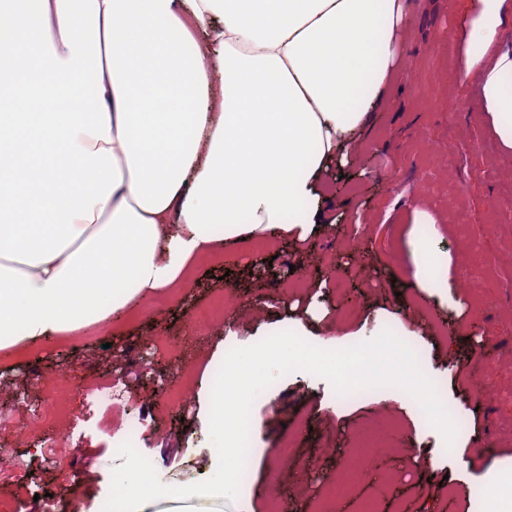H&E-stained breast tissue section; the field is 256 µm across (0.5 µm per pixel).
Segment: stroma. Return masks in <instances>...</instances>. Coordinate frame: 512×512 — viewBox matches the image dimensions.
Segmentation results:
<instances>
[{
    "instance_id": "obj_1",
    "label": "stroma",
    "mask_w": 512,
    "mask_h": 512,
    "mask_svg": "<svg viewBox=\"0 0 512 512\" xmlns=\"http://www.w3.org/2000/svg\"><path fill=\"white\" fill-rule=\"evenodd\" d=\"M471 0H410L397 76L375 109L364 140L347 163L331 164L320 186L331 223L308 240L281 239L262 251L231 247L199 262L180 299L159 295L142 311L107 324L95 338L45 343L31 355L0 359V448L15 460L0 497L19 512H99L113 470L122 465L111 424L82 393L64 401L67 451L47 463V431L28 445L13 433L43 403L38 379L79 364L89 377L126 374L125 410L143 422L141 452L167 486L205 481L217 457L202 388L204 368L228 348L254 344L304 322V338L326 349L371 339L384 328L416 340L423 371L436 383L453 420L463 421L452 448L404 391L381 387L339 402L330 383L306 372L279 377L253 404L251 479L236 500L166 498L138 512H271L278 488L291 512H512V486L489 481L512 468V151H505L481 108L475 78L456 82L463 66ZM454 45L442 55L443 43ZM434 142L435 151L423 146ZM432 223L418 224L416 212ZM443 258L431 288L417 287L413 245ZM251 300L222 330L187 325L211 296ZM173 336L175 353L132 362L144 338ZM496 364L497 399L475 383L485 373L473 352ZM189 382L192 402L165 413L156 401ZM292 439L298 463L277 475V453ZM50 491L54 508L38 495Z\"/></svg>"
}]
</instances>
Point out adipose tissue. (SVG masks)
Wrapping results in <instances>:
<instances>
[{"label":"adipose tissue","instance_id":"1","mask_svg":"<svg viewBox=\"0 0 512 512\" xmlns=\"http://www.w3.org/2000/svg\"><path fill=\"white\" fill-rule=\"evenodd\" d=\"M477 76L512 150L507 0H473ZM404 0H0V351L89 335L225 242L304 239L318 178L394 74ZM220 111H213V98Z\"/></svg>","mask_w":512,"mask_h":512}]
</instances>
